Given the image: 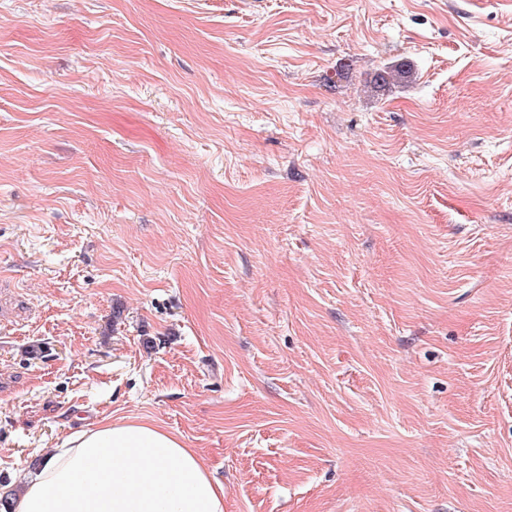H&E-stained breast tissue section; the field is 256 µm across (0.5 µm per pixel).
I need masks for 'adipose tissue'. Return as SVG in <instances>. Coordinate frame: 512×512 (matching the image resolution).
I'll use <instances>...</instances> for the list:
<instances>
[{
  "mask_svg": "<svg viewBox=\"0 0 512 512\" xmlns=\"http://www.w3.org/2000/svg\"><path fill=\"white\" fill-rule=\"evenodd\" d=\"M12 512H224V485L176 434L102 421L27 474Z\"/></svg>",
  "mask_w": 512,
  "mask_h": 512,
  "instance_id": "1",
  "label": "adipose tissue"
}]
</instances>
